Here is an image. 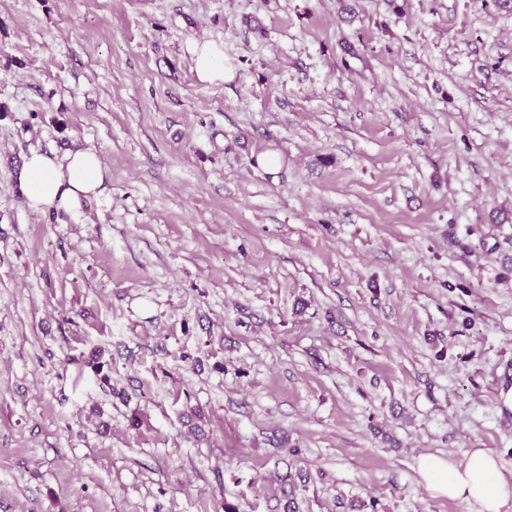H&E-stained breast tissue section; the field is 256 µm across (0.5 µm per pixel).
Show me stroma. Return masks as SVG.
Listing matches in <instances>:
<instances>
[{"instance_id": "obj_1", "label": "stroma", "mask_w": 512, "mask_h": 512, "mask_svg": "<svg viewBox=\"0 0 512 512\" xmlns=\"http://www.w3.org/2000/svg\"><path fill=\"white\" fill-rule=\"evenodd\" d=\"M500 209L494 0H0V512H473L415 467L512 473ZM196 71L203 82H224V51L215 43L206 41L194 46ZM107 177V169L91 149L71 151L61 159L32 151L19 174L28 206L38 212L78 208L83 199L99 194Z\"/></svg>"}]
</instances>
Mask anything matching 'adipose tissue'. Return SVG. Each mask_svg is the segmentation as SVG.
<instances>
[{
  "label": "adipose tissue",
  "instance_id": "obj_1",
  "mask_svg": "<svg viewBox=\"0 0 512 512\" xmlns=\"http://www.w3.org/2000/svg\"><path fill=\"white\" fill-rule=\"evenodd\" d=\"M108 172L90 149L55 157L38 151L25 159L19 178L31 209L38 212L73 210L82 200L97 196ZM417 472L431 496L461 500L475 512H507L512 507V478L488 449H470L464 461L427 454Z\"/></svg>",
  "mask_w": 512,
  "mask_h": 512
}]
</instances>
